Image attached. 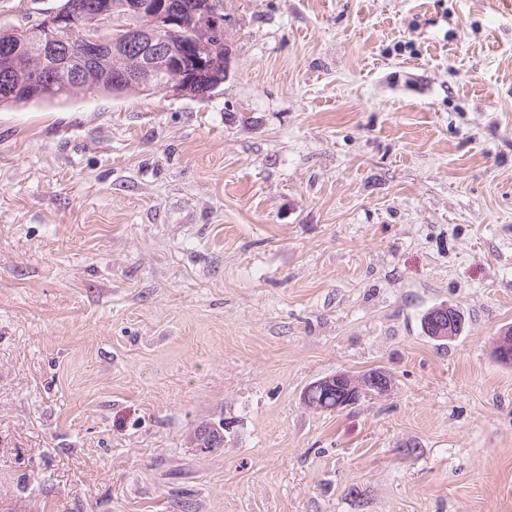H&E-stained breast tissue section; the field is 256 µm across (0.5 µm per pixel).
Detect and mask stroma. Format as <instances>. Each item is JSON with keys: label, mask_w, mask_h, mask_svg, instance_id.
<instances>
[{"label": "stroma", "mask_w": 512, "mask_h": 512, "mask_svg": "<svg viewBox=\"0 0 512 512\" xmlns=\"http://www.w3.org/2000/svg\"><path fill=\"white\" fill-rule=\"evenodd\" d=\"M224 2L211 97L0 110V512H512V5ZM448 312L451 323L448 324ZM434 322L440 323L435 327ZM462 325L460 314L447 303H439L428 308L421 316L422 331L433 341L444 344L454 341L459 335ZM381 372H383L382 374L388 379L389 383L391 384V388H392L393 379H392L391 375L388 372L383 371L380 368L369 370V371L365 372L364 374L357 376V377H354L353 375H350L348 373H343L342 380L336 381L337 379L340 378V376H338V375H336L335 377L330 378V379H327L329 377H326V378L318 380V381H321V380L327 379L328 383H331V381L333 379L334 380L336 379L335 381L333 380L331 385H329V384H325L324 386L319 385L318 387L314 388L315 383L318 381L311 384L305 390V392L303 394V397H302L303 403L307 408L312 409V410H320V411L330 410V411H332V410L338 409L337 406L339 404L344 403V401H342L343 397L345 396V394L347 392H349L353 389H357V391L359 392V400L361 398H365L367 396H373V395L382 396V395L386 394L389 390L385 391L382 389L375 388V384L372 380L373 375L375 373H378V375H381V374H379ZM357 399H358V394L356 392H349L346 395V403L344 405L353 404L357 401Z\"/></svg>", "instance_id": "1"}]
</instances>
